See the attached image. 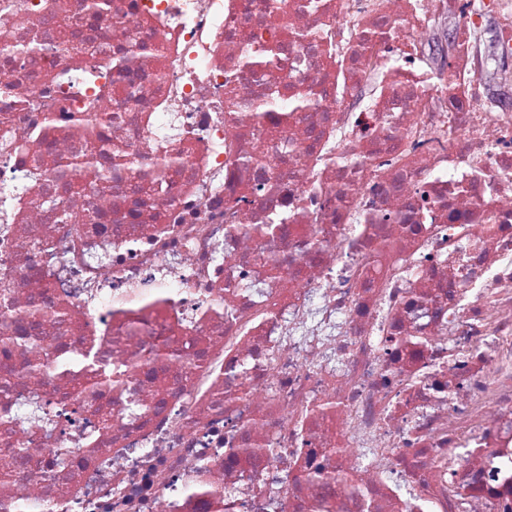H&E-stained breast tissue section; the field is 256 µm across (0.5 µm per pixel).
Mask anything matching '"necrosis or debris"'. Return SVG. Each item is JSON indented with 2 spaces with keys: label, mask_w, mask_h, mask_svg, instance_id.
<instances>
[{
  "label": "necrosis or debris",
  "mask_w": 512,
  "mask_h": 512,
  "mask_svg": "<svg viewBox=\"0 0 512 512\" xmlns=\"http://www.w3.org/2000/svg\"><path fill=\"white\" fill-rule=\"evenodd\" d=\"M87 2L0 0V512H512V112L465 38L421 111L408 49L459 0ZM491 10L512 59V0L459 30ZM119 52L100 164L60 171L70 71Z\"/></svg>",
  "instance_id": "1"
}]
</instances>
